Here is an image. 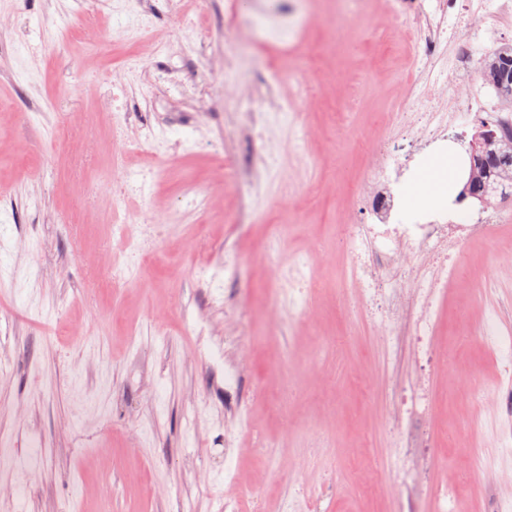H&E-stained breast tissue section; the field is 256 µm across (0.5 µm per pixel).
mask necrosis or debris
I'll return each mask as SVG.
<instances>
[{"label": "necrosis or debris", "mask_w": 512, "mask_h": 512, "mask_svg": "<svg viewBox=\"0 0 512 512\" xmlns=\"http://www.w3.org/2000/svg\"><path fill=\"white\" fill-rule=\"evenodd\" d=\"M388 2L404 20L395 39H402L410 28L416 33L418 77L410 89L409 105L419 123L410 134L420 145L447 140L448 127L442 119L446 112L475 125L512 119V114L500 111L482 95L474 76L482 47L496 42L503 24L512 19V0H465L461 5L456 0ZM110 4L126 39L163 57L149 70L146 83L172 97L186 95L203 63L177 66L165 60L166 47L155 31L157 11L181 12L184 0H110ZM404 174V165L395 157L386 154L373 160L360 197L367 220L344 227L351 257L348 281L362 301V314L375 327L379 345L392 352L401 341H410L415 358L433 368L444 356L435 334L439 306L452 275L450 250L471 238L499 232L507 212L502 198L496 197L469 224L449 219L444 209L419 213L403 224L391 223L392 190L404 187ZM316 266V256L310 252L299 256L288 273V302L300 304L306 316L311 313L306 298L315 286ZM502 321L501 310L485 311L473 339L495 351L499 370L508 379L505 389L496 393L508 423L498 446L499 455L506 458L512 457V331L505 330ZM394 392L396 400L387 419L394 428L395 466L400 472L415 473L431 462L420 451L417 427L433 403L422 379L411 387L395 385Z\"/></svg>", "instance_id": "necrosis-or-debris-1"}]
</instances>
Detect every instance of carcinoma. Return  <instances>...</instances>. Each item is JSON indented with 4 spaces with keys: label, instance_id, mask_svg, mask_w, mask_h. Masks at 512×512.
Masks as SVG:
<instances>
[{
    "label": "carcinoma",
    "instance_id": "carcinoma-1",
    "mask_svg": "<svg viewBox=\"0 0 512 512\" xmlns=\"http://www.w3.org/2000/svg\"><path fill=\"white\" fill-rule=\"evenodd\" d=\"M478 77L512 110V42L501 44L481 58ZM477 155L484 162L471 169L469 181L462 185L458 196L473 198L478 193L505 190L512 196V136L484 141Z\"/></svg>",
    "mask_w": 512,
    "mask_h": 512
}]
</instances>
